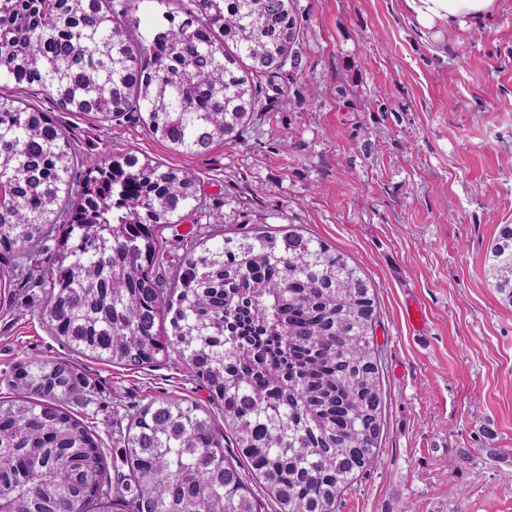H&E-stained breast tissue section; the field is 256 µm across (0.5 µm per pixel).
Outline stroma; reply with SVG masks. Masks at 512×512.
I'll use <instances>...</instances> for the list:
<instances>
[{
  "instance_id": "1",
  "label": "stroma",
  "mask_w": 512,
  "mask_h": 512,
  "mask_svg": "<svg viewBox=\"0 0 512 512\" xmlns=\"http://www.w3.org/2000/svg\"><path fill=\"white\" fill-rule=\"evenodd\" d=\"M303 27L292 103H268L236 140L201 154L57 111L86 157L128 152L197 178L213 233L301 226L357 265L374 296L383 413L376 464L339 512H512V303L489 247L512 224V0L479 23L424 28L403 0H294ZM427 317L414 331L409 304ZM65 359L93 399L69 404L108 462L128 406L177 395L224 419L181 363L139 369L82 356L0 294V374Z\"/></svg>"
}]
</instances>
